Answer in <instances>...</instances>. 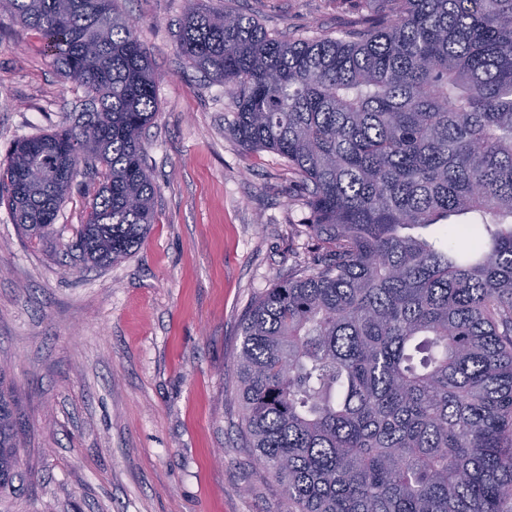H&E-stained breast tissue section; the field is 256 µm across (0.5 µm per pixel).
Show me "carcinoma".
I'll use <instances>...</instances> for the list:
<instances>
[{
    "instance_id": "cac0c4a2",
    "label": "carcinoma",
    "mask_w": 512,
    "mask_h": 512,
    "mask_svg": "<svg viewBox=\"0 0 512 512\" xmlns=\"http://www.w3.org/2000/svg\"><path fill=\"white\" fill-rule=\"evenodd\" d=\"M360 2L340 37L286 38L204 0L179 27L242 149L297 179L320 253L244 314V448L284 512H512V0ZM0 14L89 97L14 142L0 197L42 238L93 163L69 248L117 263L155 221L147 50L118 0H0ZM20 431L0 378L1 494L33 478Z\"/></svg>"
}]
</instances>
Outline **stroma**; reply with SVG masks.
I'll use <instances>...</instances> for the list:
<instances>
[{"mask_svg": "<svg viewBox=\"0 0 512 512\" xmlns=\"http://www.w3.org/2000/svg\"><path fill=\"white\" fill-rule=\"evenodd\" d=\"M286 36H338L359 0H221ZM158 76L146 167L156 222L101 269L67 249L88 211L78 175L54 231L29 239L0 203V375L20 399L35 474L0 512H283L241 446L231 390L251 302L316 257L301 189L276 154L243 151L223 85L176 52L186 0H119ZM84 98L38 33L0 15V162Z\"/></svg>", "mask_w": 512, "mask_h": 512, "instance_id": "1", "label": "stroma"}]
</instances>
